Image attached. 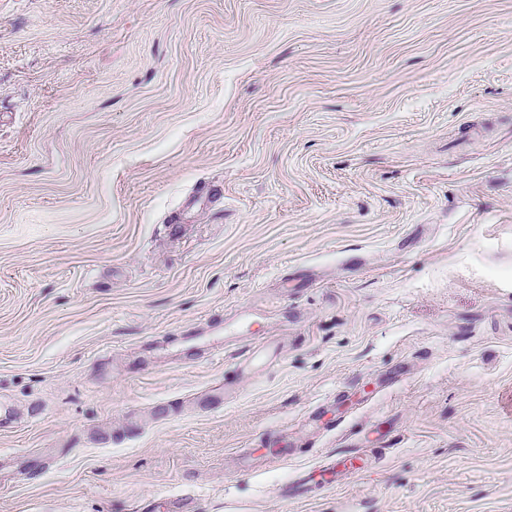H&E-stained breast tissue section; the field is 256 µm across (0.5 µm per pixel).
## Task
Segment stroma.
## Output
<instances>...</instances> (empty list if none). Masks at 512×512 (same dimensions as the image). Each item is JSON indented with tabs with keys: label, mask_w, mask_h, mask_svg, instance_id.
<instances>
[{
	"label": "stroma",
	"mask_w": 512,
	"mask_h": 512,
	"mask_svg": "<svg viewBox=\"0 0 512 512\" xmlns=\"http://www.w3.org/2000/svg\"><path fill=\"white\" fill-rule=\"evenodd\" d=\"M176 497L512 512V0H0V512ZM336 470V464L331 462L326 465L320 466L319 469L313 471H301L296 473L294 482L290 485V493L288 486L286 487V496L302 498L306 497L308 493L307 484L314 479L317 475L323 476L332 473Z\"/></svg>",
	"instance_id": "1"
}]
</instances>
